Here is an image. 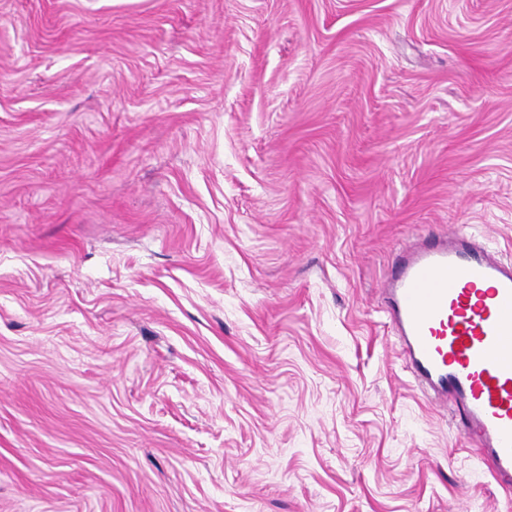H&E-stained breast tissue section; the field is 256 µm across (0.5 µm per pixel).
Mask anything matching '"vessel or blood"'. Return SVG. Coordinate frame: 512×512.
<instances>
[{
	"label": "vessel or blood",
	"instance_id": "1",
	"mask_svg": "<svg viewBox=\"0 0 512 512\" xmlns=\"http://www.w3.org/2000/svg\"><path fill=\"white\" fill-rule=\"evenodd\" d=\"M381 297L417 386L459 415L512 491V262L451 230L402 248Z\"/></svg>",
	"mask_w": 512,
	"mask_h": 512
}]
</instances>
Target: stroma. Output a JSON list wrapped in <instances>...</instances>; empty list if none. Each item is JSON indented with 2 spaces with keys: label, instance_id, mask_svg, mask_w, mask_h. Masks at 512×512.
Returning a JSON list of instances; mask_svg holds the SVG:
<instances>
[{
  "label": "stroma",
  "instance_id": "1",
  "mask_svg": "<svg viewBox=\"0 0 512 512\" xmlns=\"http://www.w3.org/2000/svg\"><path fill=\"white\" fill-rule=\"evenodd\" d=\"M512 260V0H0V512H505L379 294Z\"/></svg>",
  "mask_w": 512,
  "mask_h": 512
}]
</instances>
